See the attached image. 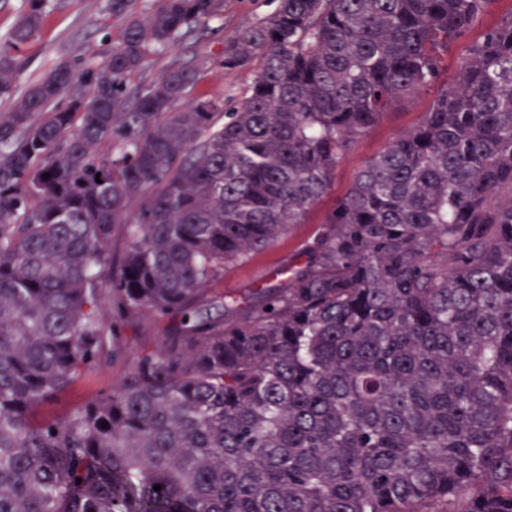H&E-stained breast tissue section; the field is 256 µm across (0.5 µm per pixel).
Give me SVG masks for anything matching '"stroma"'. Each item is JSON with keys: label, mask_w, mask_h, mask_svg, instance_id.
I'll return each instance as SVG.
<instances>
[{"label": "stroma", "mask_w": 512, "mask_h": 512, "mask_svg": "<svg viewBox=\"0 0 512 512\" xmlns=\"http://www.w3.org/2000/svg\"><path fill=\"white\" fill-rule=\"evenodd\" d=\"M275 7L276 0H224L221 16L194 25L183 47L151 56L143 71L135 76V84L151 83L171 66L191 59L202 72L199 92L221 101L225 107L234 106L252 83L260 61L254 58L241 66L227 65L225 43L235 32L256 24ZM511 15L512 0H493L469 32L441 51L437 83L387 111L380 122L357 141L337 167L328 192L306 213L303 223L290 225L272 249L257 253L244 264L225 272L222 283L225 294L245 301L259 286L278 283L282 270L296 264L300 250L312 243L318 226L347 194L365 163L399 132L420 123L439 90L455 81L461 61L484 31ZM121 34L120 23L106 12V0H52V9L39 35L23 45L18 53V89H25L59 62L102 61ZM135 345L136 340L131 336L114 342L113 355L106 357L94 373L44 404L41 416L65 417L101 389L117 383L128 368Z\"/></svg>", "instance_id": "obj_1"}]
</instances>
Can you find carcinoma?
<instances>
[{
    "mask_svg": "<svg viewBox=\"0 0 512 512\" xmlns=\"http://www.w3.org/2000/svg\"><path fill=\"white\" fill-rule=\"evenodd\" d=\"M138 2L19 95L49 0L0 46V512H512V16L243 304L224 272L493 0H278L230 39L261 64L227 112L190 60L129 88L224 0ZM145 323L119 383L38 416Z\"/></svg>",
    "mask_w": 512,
    "mask_h": 512,
    "instance_id": "cac0c4a2",
    "label": "carcinoma"
}]
</instances>
